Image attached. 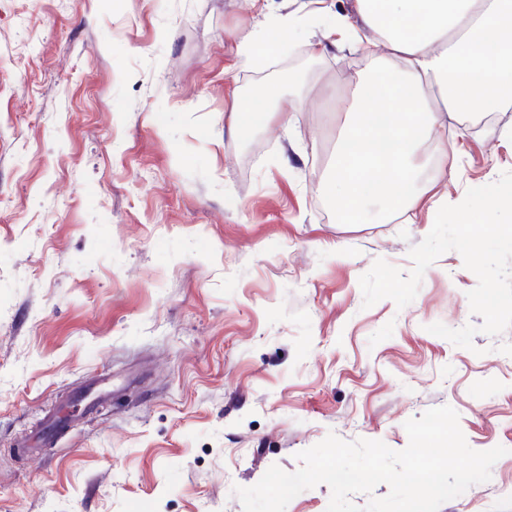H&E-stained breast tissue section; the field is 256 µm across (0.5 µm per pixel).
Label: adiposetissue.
Returning <instances> with one entry per match:
<instances>
[{
	"label": "adipose tissue",
	"instance_id": "ef3b65f1",
	"mask_svg": "<svg viewBox=\"0 0 512 512\" xmlns=\"http://www.w3.org/2000/svg\"><path fill=\"white\" fill-rule=\"evenodd\" d=\"M328 34L340 46L385 47L397 68L359 77L340 107L344 125L323 193L338 214L363 219L370 201L408 213L422 195L416 149L440 138L442 114L492 112L512 104V0H355ZM281 92L253 94L230 126L265 125Z\"/></svg>",
	"mask_w": 512,
	"mask_h": 512
}]
</instances>
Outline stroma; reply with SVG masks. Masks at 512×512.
<instances>
[{"mask_svg":"<svg viewBox=\"0 0 512 512\" xmlns=\"http://www.w3.org/2000/svg\"><path fill=\"white\" fill-rule=\"evenodd\" d=\"M332 10L354 0H0V512H243L235 488L328 433L400 451L444 405L472 449L508 453L439 512H512V327L470 350L428 332L482 323L455 251L404 308L359 284L380 258L412 269L432 198L512 171V106L419 148L409 213L343 219L326 105L391 59L337 48ZM302 60L282 88L302 111L229 131ZM103 378L94 413L36 444Z\"/></svg>","mask_w":512,"mask_h":512,"instance_id":"obj_1","label":"stroma"}]
</instances>
